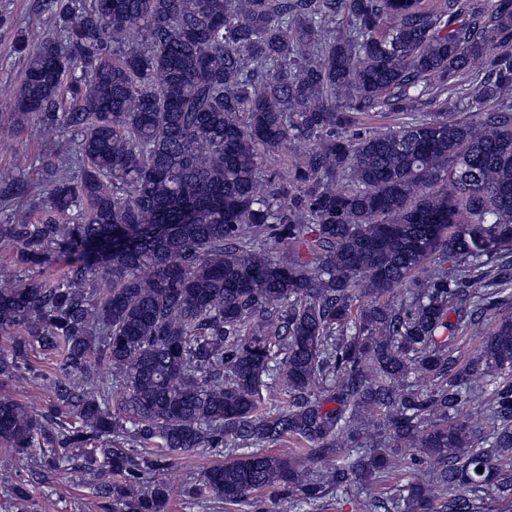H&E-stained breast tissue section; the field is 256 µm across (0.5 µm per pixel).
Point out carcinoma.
I'll return each mask as SVG.
<instances>
[{
  "label": "carcinoma",
  "mask_w": 512,
  "mask_h": 512,
  "mask_svg": "<svg viewBox=\"0 0 512 512\" xmlns=\"http://www.w3.org/2000/svg\"><path fill=\"white\" fill-rule=\"evenodd\" d=\"M43 2L56 34L17 31L9 118L75 147L46 149L42 215L0 224V246L69 268L0 276V332L23 331L0 379L32 350L56 366L46 413L0 397L4 455L115 475L99 490L118 512H170L145 470L196 448L223 454L197 491L226 506L512 502V0ZM477 62V120L409 111ZM390 102L397 129L347 134ZM31 193L0 178L3 209ZM402 449L422 479L373 496Z\"/></svg>",
  "instance_id": "cac0c4a2"
}]
</instances>
